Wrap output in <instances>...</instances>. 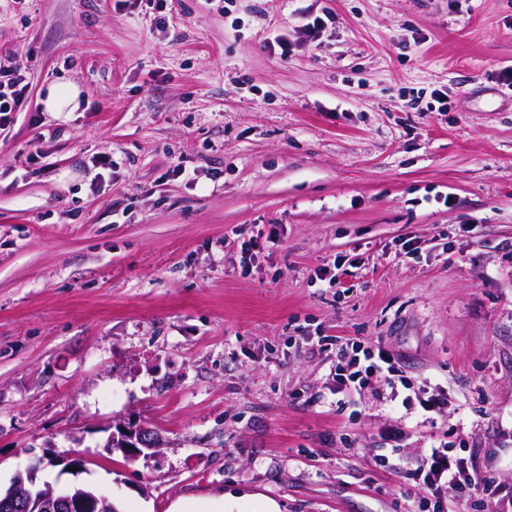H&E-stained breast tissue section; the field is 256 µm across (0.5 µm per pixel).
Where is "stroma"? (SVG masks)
<instances>
[{
	"instance_id": "obj_1",
	"label": "stroma",
	"mask_w": 512,
	"mask_h": 512,
	"mask_svg": "<svg viewBox=\"0 0 512 512\" xmlns=\"http://www.w3.org/2000/svg\"><path fill=\"white\" fill-rule=\"evenodd\" d=\"M156 13L0 0V52L29 68V109L0 130V485L35 465L122 512H416L425 439L376 465L391 418L338 403L336 337L448 383L449 430L512 485V0ZM60 78L85 111L43 112ZM435 90L447 111H428ZM261 224L283 240L243 263ZM409 234L418 258H395ZM337 258L351 289L316 279ZM129 423L160 454L110 452ZM75 453L85 470L63 471Z\"/></svg>"
}]
</instances>
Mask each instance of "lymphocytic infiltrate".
I'll return each instance as SVG.
<instances>
[{"instance_id": "f902f5d3", "label": "lymphocytic infiltrate", "mask_w": 512, "mask_h": 512, "mask_svg": "<svg viewBox=\"0 0 512 512\" xmlns=\"http://www.w3.org/2000/svg\"><path fill=\"white\" fill-rule=\"evenodd\" d=\"M28 86L23 61L8 57L6 65H0V128L25 110ZM333 370L337 393L370 395L396 414L395 423L380 432L386 443L400 444L412 421L433 428L427 447L409 471L419 492V512H446L449 498L466 500L477 489L497 502L498 512H512V488L493 475L478 473L475 458L463 455V438L437 433L439 421L453 407L447 386L408 376L392 350L361 339L337 344Z\"/></svg>"}]
</instances>
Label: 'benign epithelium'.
I'll return each instance as SVG.
<instances>
[{"label": "benign epithelium", "mask_w": 512, "mask_h": 512, "mask_svg": "<svg viewBox=\"0 0 512 512\" xmlns=\"http://www.w3.org/2000/svg\"><path fill=\"white\" fill-rule=\"evenodd\" d=\"M120 434H112L110 447L129 461H135L148 450L158 453L162 437L158 430L144 425L121 426ZM30 467L26 475H16L8 488L0 490V512H118L102 493L84 485L59 491L49 483L36 482Z\"/></svg>", "instance_id": "benign-epithelium-1"}]
</instances>
